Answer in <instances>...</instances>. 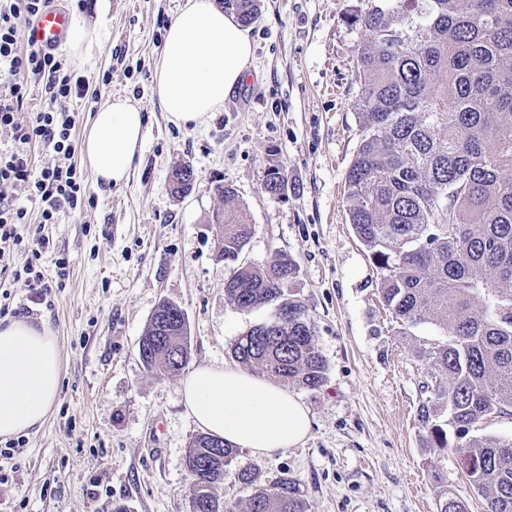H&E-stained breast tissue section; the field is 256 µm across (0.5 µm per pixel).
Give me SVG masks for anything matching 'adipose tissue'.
I'll use <instances>...</instances> for the list:
<instances>
[{"label": "adipose tissue", "mask_w": 512, "mask_h": 512, "mask_svg": "<svg viewBox=\"0 0 512 512\" xmlns=\"http://www.w3.org/2000/svg\"><path fill=\"white\" fill-rule=\"evenodd\" d=\"M248 29L216 0H184L154 64L152 93L170 122L198 127L224 106L253 59ZM146 118L129 98L103 99L80 145L96 185L120 186L144 147ZM57 336L25 318L0 322V437L43 423L60 389ZM186 414L204 433L264 458L301 444L308 408L283 387L240 366L209 365L182 381Z\"/></svg>", "instance_id": "ef3b65f1"}]
</instances>
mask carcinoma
Here are the masks:
<instances>
[{
	"label": "carcinoma",
	"mask_w": 512,
	"mask_h": 512,
	"mask_svg": "<svg viewBox=\"0 0 512 512\" xmlns=\"http://www.w3.org/2000/svg\"><path fill=\"white\" fill-rule=\"evenodd\" d=\"M244 26L256 0H224ZM365 31L356 50L362 138L347 171L350 224L380 271L383 305L402 334L432 321L444 342L412 338L430 382L417 421L434 458L453 451L485 512H512V439L476 434L487 419L512 417V0H371L353 17ZM173 168L172 194L188 193L194 171ZM288 179L272 164L263 187L282 194ZM224 197L217 254L235 264L226 301L240 309L279 302L275 317L234 344L239 363L284 385L326 380L304 307L285 298L296 265L279 256L263 268L239 262L253 234ZM178 311L150 317L138 353L150 371L188 364ZM239 450L201 434L186 467L193 512H220L214 493ZM437 512H466L436 487ZM243 512H308L296 482L255 489Z\"/></svg>",
	"instance_id": "1"
}]
</instances>
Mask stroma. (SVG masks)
<instances>
[{"label":"stroma","instance_id":"1","mask_svg":"<svg viewBox=\"0 0 512 512\" xmlns=\"http://www.w3.org/2000/svg\"><path fill=\"white\" fill-rule=\"evenodd\" d=\"M179 2L59 0L95 32L82 60L58 49L88 83L86 96L69 103L74 139L101 99L117 93L141 107L147 130L127 184L100 189L85 174L91 203L43 226L51 247L39 265L55 283L51 305L23 290L10 300L57 336L62 381L44 423L22 435L18 468L0 484V512H192L185 456L200 430L185 413L181 375L147 371L138 341L165 300L187 318L189 367L231 364L237 338L273 318L274 305L239 309L225 300L231 266L217 256L214 223L221 185L235 190L254 226L241 261L297 264L290 296L313 320L327 363L321 388H292L310 411L304 443L263 459L241 449L237 467H254L262 486L295 479L309 512H437L440 479L468 512H483L456 456L432 469L421 447L427 367L410 340L445 334L426 322L401 335L348 219L345 178L361 139L355 48L365 36L351 17L368 0H258L249 72L196 128L169 122L152 94ZM184 162L195 182L176 198L169 175ZM273 163L288 175L287 197L262 187ZM60 257L69 261L62 280Z\"/></svg>","mask_w":512,"mask_h":512}]
</instances>
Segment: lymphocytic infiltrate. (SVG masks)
I'll list each match as a JSON object with an SVG mask.
<instances>
[{
	"label": "lymphocytic infiltrate",
	"mask_w": 512,
	"mask_h": 512,
	"mask_svg": "<svg viewBox=\"0 0 512 512\" xmlns=\"http://www.w3.org/2000/svg\"><path fill=\"white\" fill-rule=\"evenodd\" d=\"M47 5L48 0H0V127L12 131L11 146L0 148V185L37 202L42 223L54 224L61 212L77 209L87 199L84 178L72 161L77 115L65 108L67 100L85 96L86 82L53 49L31 40L20 42L17 19L36 18ZM36 85L43 104L27 121H18V111ZM37 143L52 147L57 160L36 173L28 150ZM22 245L37 258L48 248L49 239L31 231L24 206L0 198V263H8L13 250ZM18 288L42 303L52 294L43 272L26 265L12 271L9 282L0 283V314L7 313Z\"/></svg>",
	"instance_id": "1"
}]
</instances>
